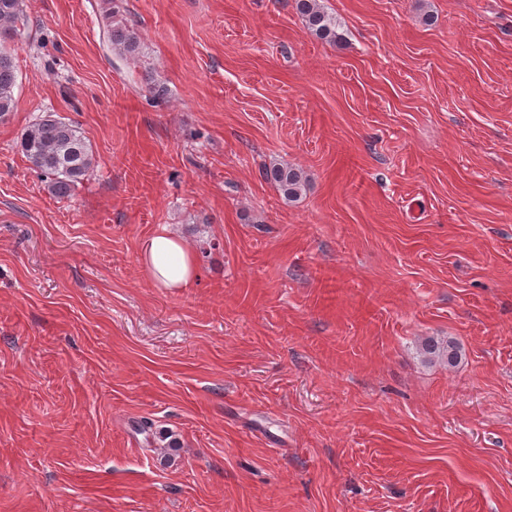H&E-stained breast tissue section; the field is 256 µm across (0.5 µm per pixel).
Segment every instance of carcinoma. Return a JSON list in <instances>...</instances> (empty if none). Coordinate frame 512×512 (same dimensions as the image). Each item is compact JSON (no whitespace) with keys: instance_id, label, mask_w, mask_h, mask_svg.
Here are the masks:
<instances>
[{"instance_id":"obj_1","label":"carcinoma","mask_w":512,"mask_h":512,"mask_svg":"<svg viewBox=\"0 0 512 512\" xmlns=\"http://www.w3.org/2000/svg\"><path fill=\"white\" fill-rule=\"evenodd\" d=\"M295 8L317 38L333 44L342 40L336 18L325 11L320 0H295ZM22 17L23 0H0L1 122L8 119L15 107L14 59ZM107 41L121 56L139 54L140 37L132 27L119 23L109 26ZM20 147L32 168L46 179L49 192L59 198L73 195L94 168L93 149L81 129L54 112L45 113L22 131ZM262 175L290 202L302 197L308 183L301 169L284 163L264 167ZM421 350L428 361L446 364L450 369L457 367L462 358L461 347L452 339L427 337L421 341Z\"/></svg>"}]
</instances>
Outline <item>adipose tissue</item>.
Wrapping results in <instances>:
<instances>
[{"label": "adipose tissue", "instance_id": "1", "mask_svg": "<svg viewBox=\"0 0 512 512\" xmlns=\"http://www.w3.org/2000/svg\"><path fill=\"white\" fill-rule=\"evenodd\" d=\"M140 263L155 284L180 290L194 280L195 255L180 237L163 233L145 239L139 249Z\"/></svg>", "mask_w": 512, "mask_h": 512}]
</instances>
